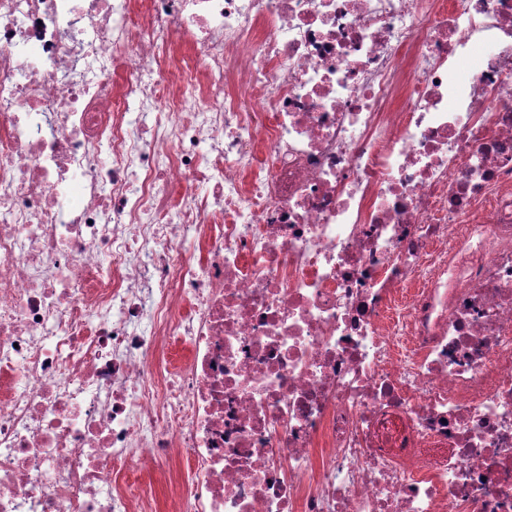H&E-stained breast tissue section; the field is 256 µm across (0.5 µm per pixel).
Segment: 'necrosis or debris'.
I'll return each mask as SVG.
<instances>
[{"label":"necrosis or debris","mask_w":512,"mask_h":512,"mask_svg":"<svg viewBox=\"0 0 512 512\" xmlns=\"http://www.w3.org/2000/svg\"><path fill=\"white\" fill-rule=\"evenodd\" d=\"M172 463L512 512V0H0V512Z\"/></svg>","instance_id":"1"}]
</instances>
